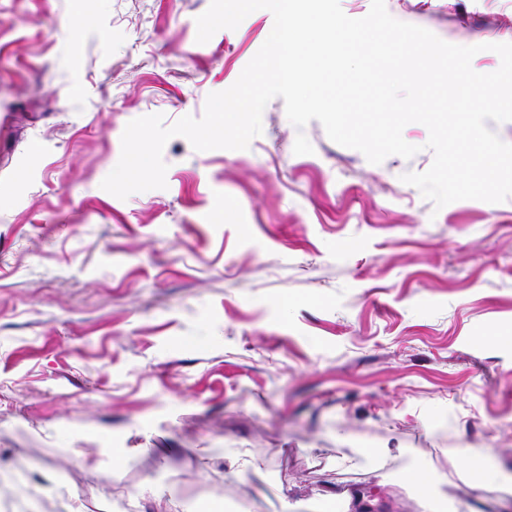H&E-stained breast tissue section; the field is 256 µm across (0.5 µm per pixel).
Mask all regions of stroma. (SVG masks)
Here are the masks:
<instances>
[{
  "label": "stroma",
  "instance_id": "stroma-1",
  "mask_svg": "<svg viewBox=\"0 0 512 512\" xmlns=\"http://www.w3.org/2000/svg\"><path fill=\"white\" fill-rule=\"evenodd\" d=\"M385 2L479 73L512 43V0ZM209 5L0 0V512H422L414 467L447 512H512V198L438 210L402 182L424 125L373 165L276 97L248 149L175 136L166 188L102 189L130 121L201 118L274 24L200 44ZM458 448L504 485L471 490Z\"/></svg>",
  "mask_w": 512,
  "mask_h": 512
}]
</instances>
